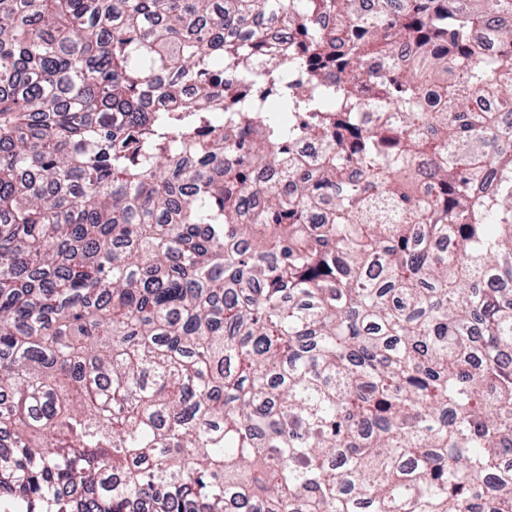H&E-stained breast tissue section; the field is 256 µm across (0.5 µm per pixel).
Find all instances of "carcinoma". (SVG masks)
Segmentation results:
<instances>
[{
	"label": "carcinoma",
	"mask_w": 512,
	"mask_h": 512,
	"mask_svg": "<svg viewBox=\"0 0 512 512\" xmlns=\"http://www.w3.org/2000/svg\"><path fill=\"white\" fill-rule=\"evenodd\" d=\"M503 16L0 0V500L512 512Z\"/></svg>",
	"instance_id": "1"
}]
</instances>
